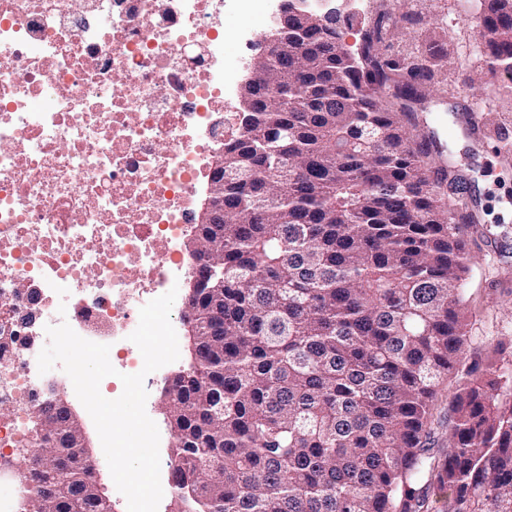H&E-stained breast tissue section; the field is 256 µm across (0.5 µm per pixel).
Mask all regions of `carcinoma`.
Returning <instances> with one entry per match:
<instances>
[{
	"label": "carcinoma",
	"mask_w": 512,
	"mask_h": 512,
	"mask_svg": "<svg viewBox=\"0 0 512 512\" xmlns=\"http://www.w3.org/2000/svg\"><path fill=\"white\" fill-rule=\"evenodd\" d=\"M490 72L512 83V0H483ZM356 51L313 24L269 47L250 111L224 143V223L197 224L224 285L189 302L196 358L166 401L175 512H512V387L496 343L467 357L470 258L432 173L435 135L409 136L446 49ZM448 452L431 453L443 378ZM66 429L40 434L48 497L23 512H108L97 473L65 471Z\"/></svg>",
	"instance_id": "1"
}]
</instances>
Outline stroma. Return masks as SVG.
<instances>
[{
    "label": "stroma",
    "instance_id": "35a3bbf8",
    "mask_svg": "<svg viewBox=\"0 0 512 512\" xmlns=\"http://www.w3.org/2000/svg\"><path fill=\"white\" fill-rule=\"evenodd\" d=\"M373 7L358 11L356 23L343 27L342 41L357 44L359 25L385 11L390 49L402 55L417 54L431 40L444 42L448 65L436 79L423 124L414 135L435 133L444 146L446 161L462 178L458 199L477 216L463 227L468 248L476 256L467 278L465 294L469 322L467 354L481 357L489 345L505 342L500 366L512 379V93L500 87L489 70V60L479 47L482 20L480 0H373ZM421 16L416 26L402 15ZM471 107L477 118L490 119L498 128L496 139L476 141L459 125L450 103ZM69 401L89 436L99 476L107 485L114 512H127L125 497L112 477L95 425L77 396Z\"/></svg>",
    "mask_w": 512,
    "mask_h": 512
}]
</instances>
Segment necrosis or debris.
I'll list each match as a JSON object with an SVG mask.
<instances>
[{"mask_svg": "<svg viewBox=\"0 0 512 512\" xmlns=\"http://www.w3.org/2000/svg\"><path fill=\"white\" fill-rule=\"evenodd\" d=\"M281 0H0V465L34 450L38 336L68 322L143 367L139 310L190 277L181 245Z\"/></svg>", "mask_w": 512, "mask_h": 512, "instance_id": "1", "label": "necrosis or debris"}]
</instances>
